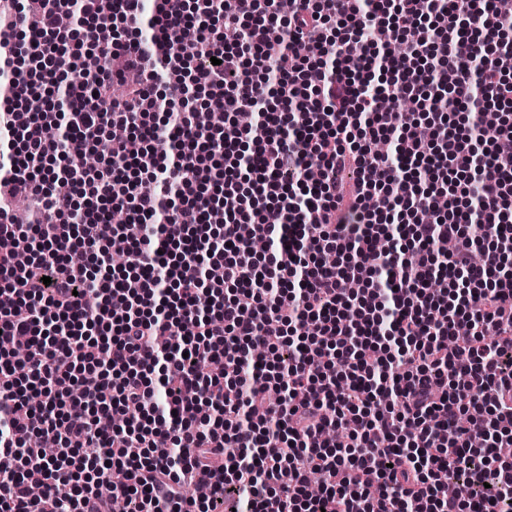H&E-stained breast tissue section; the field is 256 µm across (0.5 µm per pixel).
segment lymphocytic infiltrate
Here are the masks:
<instances>
[{
    "label": "lymphocytic infiltrate",
    "mask_w": 512,
    "mask_h": 512,
    "mask_svg": "<svg viewBox=\"0 0 512 512\" xmlns=\"http://www.w3.org/2000/svg\"><path fill=\"white\" fill-rule=\"evenodd\" d=\"M6 2L0 342L28 372L0 349V512H512V17L494 0ZM188 26L186 57L169 34ZM87 152L97 169L51 167ZM195 479L208 496L184 495Z\"/></svg>",
    "instance_id": "f902f5d3"
}]
</instances>
